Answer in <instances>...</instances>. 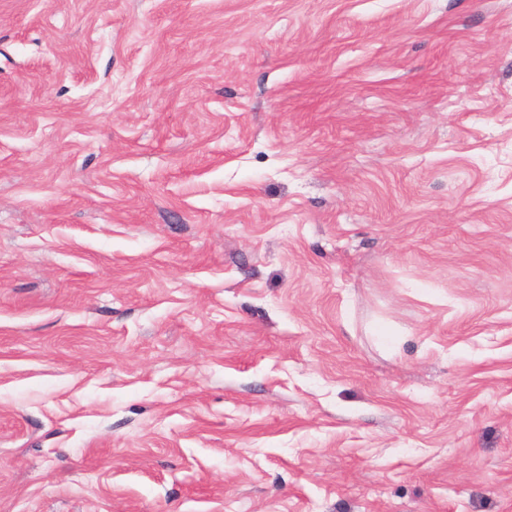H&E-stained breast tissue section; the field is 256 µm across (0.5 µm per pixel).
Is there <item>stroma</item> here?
Wrapping results in <instances>:
<instances>
[{"instance_id":"1","label":"stroma","mask_w":512,"mask_h":512,"mask_svg":"<svg viewBox=\"0 0 512 512\" xmlns=\"http://www.w3.org/2000/svg\"><path fill=\"white\" fill-rule=\"evenodd\" d=\"M0 512H512V0H0Z\"/></svg>"}]
</instances>
